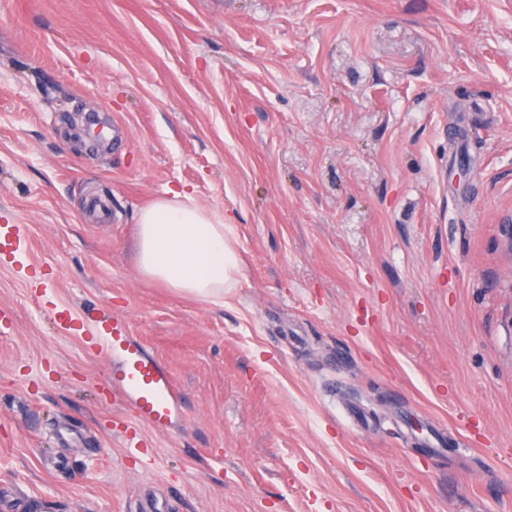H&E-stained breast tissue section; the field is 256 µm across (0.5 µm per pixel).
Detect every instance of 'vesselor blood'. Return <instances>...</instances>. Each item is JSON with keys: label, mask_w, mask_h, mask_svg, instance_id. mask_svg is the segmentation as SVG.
Returning <instances> with one entry per match:
<instances>
[{"label": "vessel or blood", "mask_w": 512, "mask_h": 512, "mask_svg": "<svg viewBox=\"0 0 512 512\" xmlns=\"http://www.w3.org/2000/svg\"><path fill=\"white\" fill-rule=\"evenodd\" d=\"M0 262L18 273L28 270L25 225L0 224ZM83 330L114 359V395L151 428L163 430L174 409L173 385L143 347L131 339L124 320L114 315H103L93 322L84 323Z\"/></svg>", "instance_id": "1"}]
</instances>
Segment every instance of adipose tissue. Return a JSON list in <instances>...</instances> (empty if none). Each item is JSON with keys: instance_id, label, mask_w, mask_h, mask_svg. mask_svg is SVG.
Instances as JSON below:
<instances>
[{"instance_id": "ef3b65f1", "label": "adipose tissue", "mask_w": 512, "mask_h": 512, "mask_svg": "<svg viewBox=\"0 0 512 512\" xmlns=\"http://www.w3.org/2000/svg\"><path fill=\"white\" fill-rule=\"evenodd\" d=\"M136 224V263L146 279L211 303L236 287L240 259L231 225L188 192L167 191L138 211Z\"/></svg>"}]
</instances>
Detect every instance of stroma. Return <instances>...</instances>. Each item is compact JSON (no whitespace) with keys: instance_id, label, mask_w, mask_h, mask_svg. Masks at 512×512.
<instances>
[{"instance_id":"1","label":"stroma","mask_w":512,"mask_h":512,"mask_svg":"<svg viewBox=\"0 0 512 512\" xmlns=\"http://www.w3.org/2000/svg\"><path fill=\"white\" fill-rule=\"evenodd\" d=\"M178 188L223 303L135 265ZM511 221L512 0H0V512H512ZM45 296L170 375L151 453ZM1 261L17 273L28 271L26 225L0 224V263Z\"/></svg>"}]
</instances>
